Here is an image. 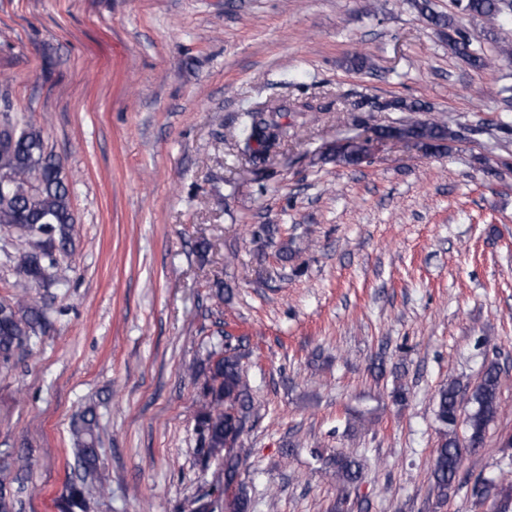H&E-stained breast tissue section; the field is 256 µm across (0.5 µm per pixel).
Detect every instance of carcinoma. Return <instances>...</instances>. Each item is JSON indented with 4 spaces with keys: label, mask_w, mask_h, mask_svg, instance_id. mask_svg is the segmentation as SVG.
Wrapping results in <instances>:
<instances>
[{
    "label": "carcinoma",
    "mask_w": 512,
    "mask_h": 512,
    "mask_svg": "<svg viewBox=\"0 0 512 512\" xmlns=\"http://www.w3.org/2000/svg\"><path fill=\"white\" fill-rule=\"evenodd\" d=\"M461 10L471 16L492 22L508 9L512 0H458ZM416 7L425 19L438 28L448 29V50L464 58L475 69L493 66L494 59L470 49V41L458 29L454 16L434 10L430 0H418ZM281 106L271 102L257 104L242 113L245 137L239 142L241 154L254 160L276 147L287 130L277 121ZM376 135L382 139L415 141L438 150L443 143L455 139L449 122L443 119L406 118L397 126L380 127ZM336 162L355 166L365 159L363 149L346 145L336 150ZM0 230L25 241V249L9 256L13 263L14 293L0 300V366H12L20 350L46 321L45 308L32 293L33 288L47 283L58 257L68 253L74 241L75 218L71 207L69 177L62 160L46 152L42 131L23 125L5 112L0 115ZM245 353L241 344L231 339L216 338L209 355V377L202 389L197 429L207 456L224 464L222 475L229 483L238 475V467L248 449L234 447L251 413L249 386L242 374ZM500 373L489 366L470 396L454 383L442 387L437 394V420L442 426L434 449L432 477L439 497L448 498V489L459 475L463 449L482 446L487 426L499 410ZM473 405L466 417L469 435L461 446L454 435L464 403ZM96 414L84 413L73 433L82 447L77 449L80 473L66 485L58 497L59 512H90L92 501L110 494L109 486L98 466L96 448ZM31 466L25 455L12 456L0 465V512H20L19 494ZM325 475L336 480L339 496L336 510L348 503V491L361 477L359 463L347 456H330L324 460ZM473 496L478 501L488 498L499 504L498 512H512V480L507 475L495 480H475Z\"/></svg>",
    "instance_id": "cac0c4a2"
}]
</instances>
